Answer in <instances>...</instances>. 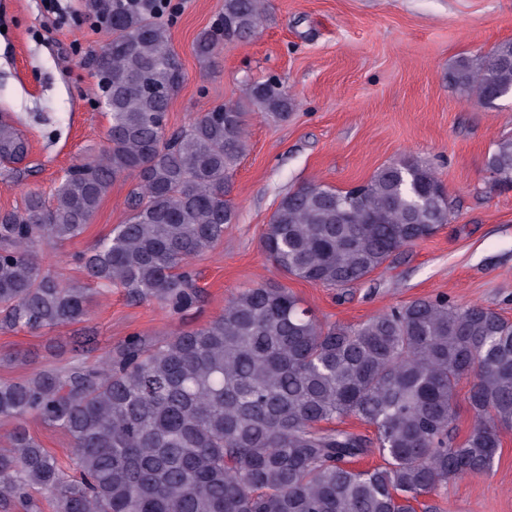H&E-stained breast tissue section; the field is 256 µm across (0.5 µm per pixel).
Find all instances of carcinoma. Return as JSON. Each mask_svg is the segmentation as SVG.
Returning a JSON list of instances; mask_svg holds the SVG:
<instances>
[{
    "mask_svg": "<svg viewBox=\"0 0 512 512\" xmlns=\"http://www.w3.org/2000/svg\"><path fill=\"white\" fill-rule=\"evenodd\" d=\"M266 0H221L193 50L203 63L227 37L262 24ZM109 46L95 58L109 115L97 158L67 170L52 200L28 193L0 210V328L50 330L87 319L117 288L171 316L204 299L191 261L236 218L233 175L252 112L285 121L293 100L276 79L200 114L165 137L183 75L168 30L145 10L102 4ZM461 96L491 107L512 94V40L448 72ZM29 144L0 116V162ZM490 188L512 190V136L486 161ZM134 176L128 215L76 256L92 287L42 266L44 248L84 233L112 184ZM452 204L418 159L379 168L347 190L306 183L284 195L262 234L287 277L352 288L398 251L439 232ZM475 424L456 440L458 385ZM33 417L71 437L62 464L28 430ZM355 417L374 435L343 428ZM0 506L40 512H433L420 501L457 477L487 473L512 428V322L444 295L419 298L355 326L324 323L283 284L237 293L209 322L149 341L131 335L95 361L76 356L0 380ZM378 453L384 465L352 464Z\"/></svg>",
    "mask_w": 512,
    "mask_h": 512,
    "instance_id": "carcinoma-1",
    "label": "carcinoma"
}]
</instances>
